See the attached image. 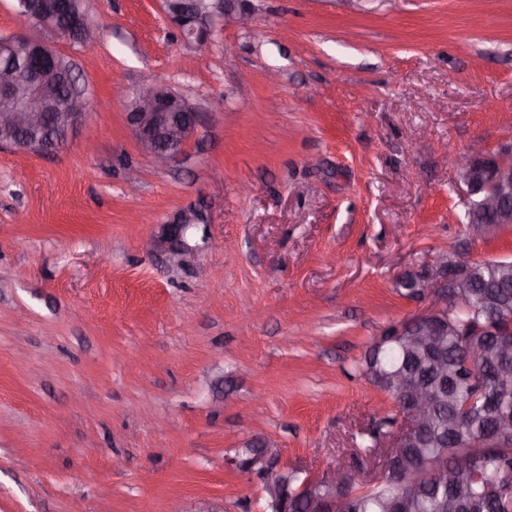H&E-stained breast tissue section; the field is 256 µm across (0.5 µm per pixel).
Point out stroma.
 I'll return each instance as SVG.
<instances>
[{
	"label": "stroma",
	"instance_id": "obj_1",
	"mask_svg": "<svg viewBox=\"0 0 512 512\" xmlns=\"http://www.w3.org/2000/svg\"><path fill=\"white\" fill-rule=\"evenodd\" d=\"M250 6L204 56L162 0H89L93 42L43 36L88 117L54 154L0 148V512H263L226 463L258 441L379 476L359 442L395 404L357 365L421 308L399 277L512 259L454 166L512 140V0ZM147 78L202 114L164 168L113 94ZM189 209L178 267L160 240Z\"/></svg>",
	"mask_w": 512,
	"mask_h": 512
}]
</instances>
